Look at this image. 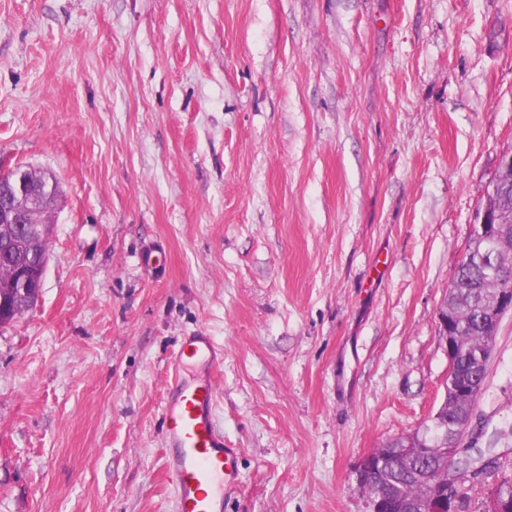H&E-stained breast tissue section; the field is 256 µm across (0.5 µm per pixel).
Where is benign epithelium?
Listing matches in <instances>:
<instances>
[{
	"instance_id": "7a95c632",
	"label": "benign epithelium",
	"mask_w": 512,
	"mask_h": 512,
	"mask_svg": "<svg viewBox=\"0 0 512 512\" xmlns=\"http://www.w3.org/2000/svg\"><path fill=\"white\" fill-rule=\"evenodd\" d=\"M498 179L488 188V197L493 200L505 196L512 191V149L502 153L497 170ZM9 188V193L0 198V237L11 244L16 251L33 247L41 243L42 248L37 256L38 266L35 269L17 270L15 278L3 283L0 281V323L10 315V309L17 303H25L32 309L38 303L48 264V244L51 240V225L54 212L43 207L45 198L53 191V183L40 188L34 186L27 177L26 168L15 166L0 169V186ZM512 218L498 208L484 204L479 211L478 224L474 234L498 238L512 229L509 223ZM495 302L480 314L481 322L488 329L482 358L489 360L495 336L502 317L512 314V277H498L494 289ZM457 312L440 305L437 313L438 335L448 355L449 366H454L461 349V338L455 327ZM468 396L476 401L472 385L465 387L458 384V379L449 380V388L445 389L444 400L435 416L444 419L443 431L430 445L431 452L438 461L441 478L456 490L453 504L448 499L431 489L430 472L420 471L418 482L426 490L422 512H469L468 497L456 477L455 465L457 458L464 451V437L473 417V406L463 407L462 397ZM424 437L411 434L391 453L392 443L376 448L361 458L357 465L358 481L368 502V512H382L383 498L389 497L403 502L408 512H416L417 503L402 500L400 487L395 483L386 482L385 472L388 464L404 473H414L412 462L423 445Z\"/></svg>"
}]
</instances>
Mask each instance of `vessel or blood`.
Instances as JSON below:
<instances>
[{
    "mask_svg": "<svg viewBox=\"0 0 512 512\" xmlns=\"http://www.w3.org/2000/svg\"><path fill=\"white\" fill-rule=\"evenodd\" d=\"M224 360L211 336L181 342L164 403L165 463L178 512H223L224 493L237 474L239 449L213 421V375Z\"/></svg>",
    "mask_w": 512,
    "mask_h": 512,
    "instance_id": "vessel-or-blood-1",
    "label": "vessel or blood"
}]
</instances>
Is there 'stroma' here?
I'll return each mask as SVG.
<instances>
[{
  "label": "stroma",
  "mask_w": 512,
  "mask_h": 512,
  "mask_svg": "<svg viewBox=\"0 0 512 512\" xmlns=\"http://www.w3.org/2000/svg\"><path fill=\"white\" fill-rule=\"evenodd\" d=\"M512 148V0H0V167L61 196L0 328V512H176L168 364L224 350L223 512H368L440 406L437 309ZM465 445L512 480V316ZM423 440L424 437H416L413 433L397 448L395 457L391 453L392 442H388L382 448H376L361 458L357 465V476L367 498L368 512H382L384 496L402 502L406 507V511L402 512H416L417 502L402 499L400 487L395 483L386 482L385 472L391 460L398 471L416 473L412 470V462L417 457Z\"/></svg>",
  "instance_id": "1"
}]
</instances>
